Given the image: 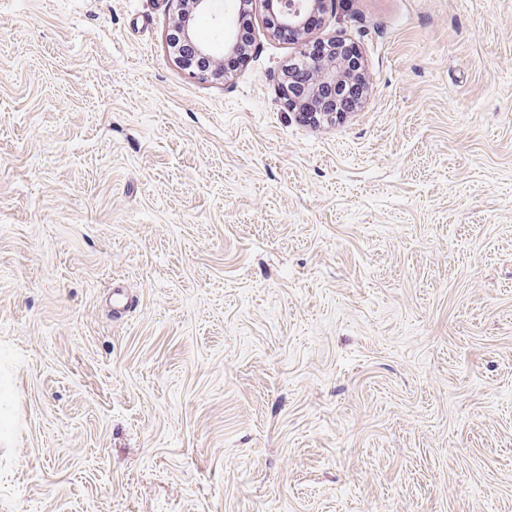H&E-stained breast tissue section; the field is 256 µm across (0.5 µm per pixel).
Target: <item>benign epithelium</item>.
I'll list each match as a JSON object with an SVG mask.
<instances>
[{"instance_id":"1","label":"benign epithelium","mask_w":512,"mask_h":512,"mask_svg":"<svg viewBox=\"0 0 512 512\" xmlns=\"http://www.w3.org/2000/svg\"><path fill=\"white\" fill-rule=\"evenodd\" d=\"M175 3L172 28L167 37L168 47L176 63L191 75L210 82L224 78L223 54L201 38L195 27L199 18L212 15L214 0H171ZM326 0H263L269 12L279 16V26L302 36L308 30L310 17L323 10ZM314 83L336 84L345 81L346 67L341 58L333 56L311 66Z\"/></svg>"}]
</instances>
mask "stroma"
Segmentation results:
<instances>
[{"mask_svg":"<svg viewBox=\"0 0 512 512\" xmlns=\"http://www.w3.org/2000/svg\"><path fill=\"white\" fill-rule=\"evenodd\" d=\"M172 18L0 0V512H512V0H330L317 124ZM176 4L172 28L167 37L168 47L176 63L202 81L224 79L223 52L217 53L212 45L201 38L194 21L205 16L215 17L214 0H167ZM178 42V43H177ZM187 46L191 53L182 51ZM332 47V57L319 61L311 66L310 71L313 75V81L315 84L326 83L336 84L342 83L346 79V67L355 72H359L361 69L358 56L353 52L349 46L344 44L341 48V57H336V40L330 42Z\"/></svg>","mask_w":512,"mask_h":512,"instance_id":"1","label":"stroma"}]
</instances>
